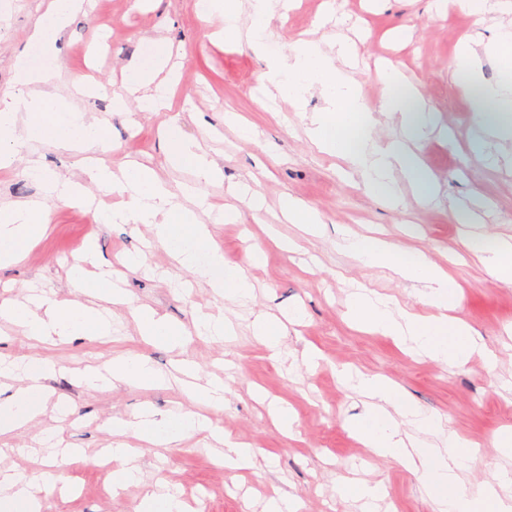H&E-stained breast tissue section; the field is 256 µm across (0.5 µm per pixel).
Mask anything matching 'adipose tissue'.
<instances>
[{"instance_id":"adipose-tissue-1","label":"adipose tissue","mask_w":512,"mask_h":512,"mask_svg":"<svg viewBox=\"0 0 512 512\" xmlns=\"http://www.w3.org/2000/svg\"><path fill=\"white\" fill-rule=\"evenodd\" d=\"M83 5L84 0H48L42 19L32 27L30 40L48 55H56L59 35ZM245 6L252 18L246 29L241 26ZM281 6L282 0H199L197 9L203 16L221 18L226 37L261 44L267 40L269 20ZM484 54L495 57L499 64L497 83H486L483 78L480 57ZM170 55L169 43L159 42L151 62L133 61L125 68L130 93L139 94L149 111L170 107L173 80L163 74ZM357 55L356 43L349 40L337 41L331 55L323 53L316 42L302 41L290 53L273 52L267 78L293 103H301L305 94L315 91L324 97L326 107L311 117L308 136L320 151L347 160L369 194L394 197L392 173L397 169L421 192H428L434 179L419 165L408 144L427 137L431 115L417 108L415 92L397 66L387 65L384 80L390 91L381 109L399 116L409 139L381 143L356 81L338 67L339 62L354 61ZM14 69L11 86L0 93V168L10 167L22 147L38 141L82 153V176L75 180L30 164L29 171L41 183L44 198L0 205V266L22 260L27 247L46 232L49 201L83 205L93 187L120 200L111 213L95 214V222L146 225L177 264L190 269L214 293L239 302L251 298L248 268L260 265L264 252L254 247L245 267L227 263L210 229L200 220V212L209 210L210 205L199 195L198 186L217 179L221 169L196 137L175 122L165 124L162 130L167 162L175 168L191 167L197 178L196 185L183 187L181 192H174L153 169L139 163L113 173L98 157L108 147L105 123L74 109L65 97L50 93L55 69L31 67L21 56ZM451 70L468 87L480 122L494 135L512 137V128L503 126L498 114L501 107L512 105V25L499 27L485 43L483 53L463 42ZM187 197L193 198V206L184 205ZM452 219L464 228L462 241L467 251L496 280L512 284V237L471 233L467 226L472 216L463 210L455 211ZM336 244L363 265L384 266L418 283L419 302L432 309L430 315H420L402 307L396 298L358 282L348 306L355 324L411 344L419 353L451 367L465 364L478 352L470 326L455 315L462 300L461 286L425 252L397 246L382 237H361L346 228ZM67 281L73 293L83 296V303L60 301L53 292L37 294L25 303L4 299L0 301V318L22 327L25 335L37 342L93 341L111 335L110 306L132 305L126 289L116 279L89 276L78 264L70 268ZM132 307L140 336L172 349L185 347L193 331L216 341L232 333L219 315L199 316L190 331L151 307ZM54 372L53 363L36 356L18 361L0 358V377L9 379L13 390L8 401L0 402V436L43 412L49 400L46 381ZM77 379L86 389L98 391L111 382L153 388L162 385L165 376L145 356L128 354L112 358L103 369L85 367L78 371ZM351 383L371 403L363 414L347 422L349 435L372 455L393 459L412 472L436 512H512V497L500 492L512 479L507 472L494 471L490 479L475 486L463 482L462 473L477 464V444L446 428L440 417L424 412L383 375L359 373L352 376ZM207 428L206 416L183 411L160 418L145 411L132 422L113 419L112 433L117 440L102 452L106 461L117 464L112 472L113 492L138 482L137 458L156 448L178 447L190 434ZM129 432L136 438V446L122 442V435ZM33 481L17 467L1 466L0 512H45L44 501L31 491Z\"/></svg>"}]
</instances>
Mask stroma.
Returning a JSON list of instances; mask_svg holds the SVG:
<instances>
[{
    "instance_id": "stroma-1",
    "label": "stroma",
    "mask_w": 512,
    "mask_h": 512,
    "mask_svg": "<svg viewBox=\"0 0 512 512\" xmlns=\"http://www.w3.org/2000/svg\"><path fill=\"white\" fill-rule=\"evenodd\" d=\"M191 2L85 0L84 13L60 35L58 57L50 62L60 73L55 91L75 109L107 120L111 140L103 157L113 167L136 161L155 168L171 186L191 182L190 169L168 166L158 146L160 129L173 119L210 149L223 177L208 193L215 202L236 204L242 213L241 222L215 227L225 259L244 265L253 246L265 251L263 263L251 270L255 301L242 306L196 283L190 271L153 243L144 227L97 224L80 207L51 203L46 234L29 247L22 262L0 266V300L22 301L39 288L77 302L66 272L88 242L99 259L94 273L121 269L122 259L131 253L144 254V266L126 278L133 304L114 307L109 338L37 343L0 320V357L34 355L63 367V374L50 383L52 393L78 409L77 417L62 420L54 408H47L27 429L0 438V459L37 475L50 454L39 442L45 428L60 427L63 447L80 448L94 457L112 444L113 418L131 420L145 408L161 417L182 403L174 382L154 389L120 385L89 393L70 378L72 371L135 352L167 373L186 360L196 365L201 380H226L228 403L213 414V425L261 449L258 472L224 468L211 441L198 434L184 440L180 449L159 448L139 458L141 484L117 495L111 473L100 466L59 469L58 478L75 493L49 498L50 512H134L145 492L160 487L178 493L190 512H264L267 499L282 493L298 498L301 512H362L360 504L338 500L336 482L342 477L382 484L386 495L378 512H431L414 476L391 459L369 455L346 431V421L364 412L367 399L338 379L336 369L343 365L391 378L423 410L440 414L452 430L479 444L482 461L464 472L465 481L487 479L497 468L512 472V458L499 454L493 444L499 429L512 426V285L497 282L470 258L451 218L452 209H465L472 214L475 232L512 235V140L503 141L479 125L468 91L449 69L458 43L490 37L492 23L436 15L430 0H289V7L271 20L272 38L285 53L302 39L329 50L340 31L357 42L359 63L349 74L370 105L380 139L404 137L405 129L396 114L379 109L389 92L379 64L393 62L417 87L421 106L435 120L418 155L436 185L422 199L402 173H395L399 201L392 204L369 196L345 160L319 151L309 139V118L325 108V100L309 93L298 108L281 97L258 105L255 98L262 91L269 57L245 42L217 41L220 22L200 17ZM46 4L9 0L7 10L0 11V92L13 81L15 59L31 57L35 46L28 40L30 28ZM159 40L171 44V62L180 77L170 110L113 111V94L125 91V66L151 61ZM77 78L96 83L98 93L77 91ZM228 112L244 116L256 128L257 139H241L225 125ZM475 142L483 143L496 166H486L470 153ZM240 184L256 192L259 210L234 200L231 190ZM288 196L319 213L315 233L283 216L281 202ZM265 223L282 239L293 241L296 251L270 243L261 230ZM343 226L365 236L382 232L388 240L418 248L437 264L449 266L464 289L457 314L491 353V361L476 357L450 368L352 327L347 303L354 281L394 296L420 314L430 309L418 302L411 282L387 268L363 266L340 251L336 232ZM136 305L150 306L188 327L198 314L220 313L236 333L221 343L192 337L183 351L149 345L136 329ZM262 311L298 314L287 325L288 354L282 361L270 360L251 334L250 324ZM311 345L323 355L313 370L303 362V352ZM280 401L295 411L293 435L283 434L273 422L270 406Z\"/></svg>"
}]
</instances>
